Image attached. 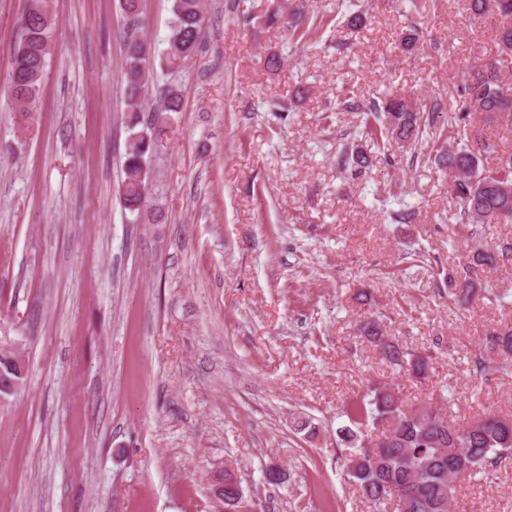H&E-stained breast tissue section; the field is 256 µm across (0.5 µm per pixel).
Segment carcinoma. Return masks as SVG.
Listing matches in <instances>:
<instances>
[{
    "instance_id": "cac0c4a2",
    "label": "carcinoma",
    "mask_w": 512,
    "mask_h": 512,
    "mask_svg": "<svg viewBox=\"0 0 512 512\" xmlns=\"http://www.w3.org/2000/svg\"><path fill=\"white\" fill-rule=\"evenodd\" d=\"M475 14L489 10L506 19L497 32L496 58L487 66V74L469 81L456 92L463 103L448 111L452 127L466 128L471 116L479 115L485 122L512 128V85L503 82L504 73H512V0H469ZM170 35L160 54L145 48L130 36L125 48V120L128 129L121 198L125 209L140 213L148 203V179H140L143 166L161 145L173 115L181 112V90L168 86L163 90V104L151 118L144 114V88L155 61L170 74L180 71L193 58L204 34L206 16L202 0H173ZM291 35L307 42L316 28L301 12L292 14ZM55 38V22L49 0H31L21 18L20 36L11 55V68L3 94L11 111L27 114L41 91L40 81ZM26 68L17 69L18 57ZM341 110L361 114L364 125L379 126L385 135L407 145L411 157L425 154L429 144L439 139L420 109H413L407 99L391 95L379 101L345 99ZM473 150L464 145L449 153L437 150L440 161L454 171L452 194L460 205L459 215L469 224L512 222V195L503 186L512 187V151L498 148L496 141L483 139ZM494 159L493 166L484 165L483 157ZM474 293L470 276L453 284L448 297L469 300ZM361 335L379 348V354L397 371L416 380L429 378L432 358L420 355L384 336L375 320L360 326ZM512 357V322L492 328L475 347L468 360V374L475 380L488 382L503 371L499 360ZM444 396H436V415L429 420L412 412L395 389L387 384H372L368 392L347 402L344 415L348 424L336 430L338 441L349 449L344 461L345 473L371 512H451L457 506L462 484L458 482L457 465L463 463L469 474L489 473L512 459V417L488 413L474 427L456 428L448 423L443 412ZM389 431L388 442L377 457L364 454L361 443L368 437V425ZM237 477L224 472V499L231 512H238L244 492L237 490Z\"/></svg>"
}]
</instances>
